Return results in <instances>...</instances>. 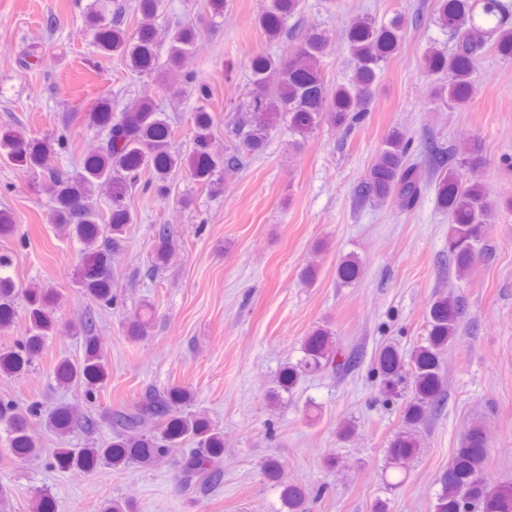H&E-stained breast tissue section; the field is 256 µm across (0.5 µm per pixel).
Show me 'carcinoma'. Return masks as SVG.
I'll use <instances>...</instances> for the list:
<instances>
[{
  "instance_id": "carcinoma-1",
  "label": "carcinoma",
  "mask_w": 512,
  "mask_h": 512,
  "mask_svg": "<svg viewBox=\"0 0 512 512\" xmlns=\"http://www.w3.org/2000/svg\"><path fill=\"white\" fill-rule=\"evenodd\" d=\"M112 2V0H107ZM123 0L111 9L92 10L93 46L102 59L118 58L135 77L159 74L195 97L190 120L194 137L186 154L172 151L176 127L167 110L156 100L127 92L118 100L100 99L89 109V123L98 128V149L83 158L79 167L67 171L48 165V157L59 149L72 150L69 127L61 128L52 143L31 138L26 132L6 128L0 131V159L25 169H42L51 183L54 205L50 220L69 231L81 245L82 288L103 306L114 303L111 256L123 249L128 226L135 215L127 199L139 185L153 189L164 199L171 189L175 170L186 169L200 187L210 189L223 173L234 171L248 159L263 154L274 128H287L291 145L300 146L327 123L350 129L367 112L372 87L384 63L400 47L403 21L394 17L378 24L367 17L351 20L348 28L347 64L352 72L348 82L330 87L322 62L330 44L324 29L298 34L288 21L302 15L305 0H263L255 25L265 41L276 44V53L258 52L251 60V76L242 100L224 120V150L214 148V126L219 118L209 109L214 96L210 82L201 74L182 70V61L195 47L199 31L186 24L159 28V0ZM432 20L449 30L453 48L433 44L424 53V66L432 76L429 99L443 106H465L475 94L478 62L486 49L512 57V0H435ZM411 140L400 128L388 129L382 148L372 163L368 178L354 190L364 202L383 205L389 201L401 210L411 209L433 184L438 206L448 213V262L456 276L467 278L479 259V245L493 224L499 206L511 207L512 200L490 198L484 183L468 171L484 163L474 148L446 150L431 144L426 160L412 162ZM159 245L152 258L156 268L171 254L170 231L165 224L154 226ZM11 261L0 255V329L14 322L19 299L26 303V335L13 348L0 351V375L10 376L34 363L46 339L59 326L53 290L22 288L5 274ZM358 257L347 256L337 266V277L353 283L360 274ZM463 299L450 293L434 298L430 306L426 335L409 357L385 348L376 358L375 372L386 394L411 389L404 407L402 424L390 442L385 468L403 469V460L420 447L421 428L445 394L439 355L458 336V318ZM95 323L82 326L83 358H64L57 367L63 385L85 388L91 400L105 379L104 367L94 341ZM148 321L136 315L128 322L133 340L147 335ZM335 333L318 326L302 344V357L285 367L278 386L292 390L297 381L318 373L334 363ZM187 389H148L140 401L111 408L101 419L77 416L74 407L60 403L46 408L33 404L26 411L0 401V425L11 434V445L22 457L40 451L39 438L30 432L27 417L40 420L44 429L61 437L78 424L93 432L107 427L110 440L94 448H67L59 453L67 466L92 471L102 463L114 467L148 466L164 457L170 448L185 442L196 444L184 461V470L196 489L207 493L224 480L222 456L224 436L204 419L188 410ZM487 443L478 425L461 437L460 448L448 469L440 476L434 512H512V486L494 485L484 477Z\"/></svg>"
}]
</instances>
